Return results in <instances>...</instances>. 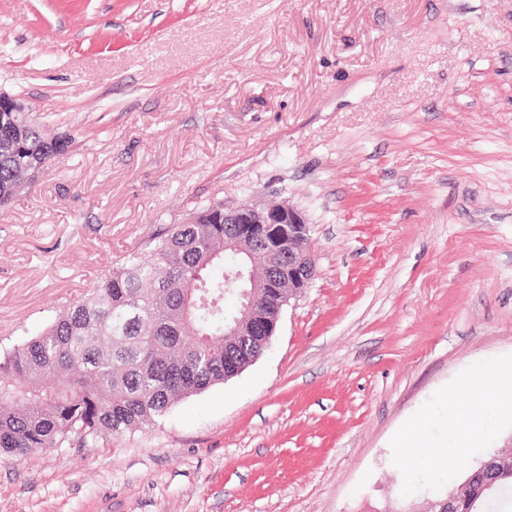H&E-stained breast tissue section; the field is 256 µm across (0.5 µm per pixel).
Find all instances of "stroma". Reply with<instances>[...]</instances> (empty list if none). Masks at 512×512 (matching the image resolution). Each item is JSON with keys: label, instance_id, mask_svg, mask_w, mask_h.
I'll return each mask as SVG.
<instances>
[{"label": "stroma", "instance_id": "35a3bbf8", "mask_svg": "<svg viewBox=\"0 0 512 512\" xmlns=\"http://www.w3.org/2000/svg\"><path fill=\"white\" fill-rule=\"evenodd\" d=\"M0 90L70 133L0 207V356L162 224L289 202L317 273L238 376L0 458V512H403L390 441L512 354V0H0Z\"/></svg>", "mask_w": 512, "mask_h": 512}]
</instances>
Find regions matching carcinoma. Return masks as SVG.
I'll use <instances>...</instances> for the list:
<instances>
[{
  "instance_id": "1",
  "label": "carcinoma",
  "mask_w": 512,
  "mask_h": 512,
  "mask_svg": "<svg viewBox=\"0 0 512 512\" xmlns=\"http://www.w3.org/2000/svg\"><path fill=\"white\" fill-rule=\"evenodd\" d=\"M26 112L0 114V206L68 151ZM242 224H165L37 334L0 359V453L88 447L143 430L179 400L224 383V359L265 351L239 324L248 298L224 274L247 270L224 250ZM236 303H224L227 293ZM467 512H512V477L469 499Z\"/></svg>"
}]
</instances>
